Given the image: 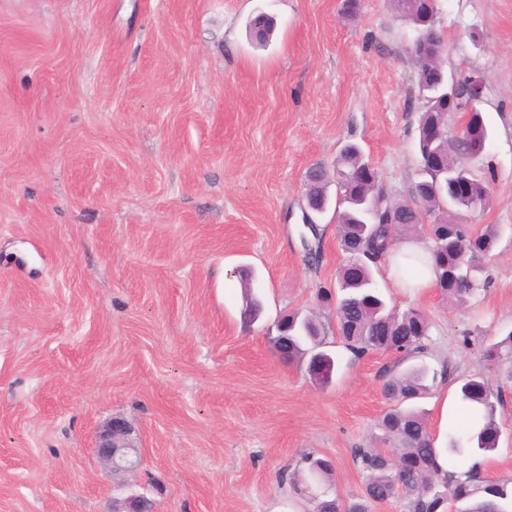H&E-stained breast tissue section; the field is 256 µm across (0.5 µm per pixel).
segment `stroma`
I'll return each mask as SVG.
<instances>
[{
    "label": "stroma",
    "mask_w": 512,
    "mask_h": 512,
    "mask_svg": "<svg viewBox=\"0 0 512 512\" xmlns=\"http://www.w3.org/2000/svg\"><path fill=\"white\" fill-rule=\"evenodd\" d=\"M0 0V512H110L135 491L154 512H313L365 490L395 354L354 357L318 287L346 262L333 213L320 254L301 241L305 174L359 144L384 191L420 178L413 31L390 0ZM444 67L477 76L489 138L468 163L489 179L469 214L501 235L486 291L460 307L437 288L392 306L430 322L423 361L450 370L415 404L438 446L460 429L455 392L501 391L483 474L512 480V379L484 341L512 330V0H437ZM273 17L266 45L249 36ZM264 308L243 318L244 293ZM319 311L328 386L276 354L280 315ZM125 418L142 465L117 483L95 453ZM329 478L282 481L302 457Z\"/></svg>",
    "instance_id": "stroma-1"
}]
</instances>
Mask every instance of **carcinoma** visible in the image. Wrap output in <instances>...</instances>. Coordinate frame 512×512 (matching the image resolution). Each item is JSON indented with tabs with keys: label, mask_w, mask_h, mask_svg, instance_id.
Instances as JSON below:
<instances>
[{
	"label": "carcinoma",
	"mask_w": 512,
	"mask_h": 512,
	"mask_svg": "<svg viewBox=\"0 0 512 512\" xmlns=\"http://www.w3.org/2000/svg\"><path fill=\"white\" fill-rule=\"evenodd\" d=\"M396 9L411 25L415 38L424 39L422 55L413 57L416 67L420 101L418 126V152L421 178L412 188V202H395L386 197L378 182H366L360 171L366 166L360 147L354 143L340 151L333 169L322 165L308 169L305 175L308 208L318 214L334 208L338 237L347 263L341 268L336 288V319L338 335L353 355L359 357L371 350H391L399 359L420 358L427 349L430 323L415 309L402 312L387 307L373 276L376 260L391 257V248L404 238H423L432 244V262L435 285L451 301L465 304L473 298L478 286L488 285L481 280L474 265H460L457 245L473 238L478 253L492 251L500 236V227L488 224L476 230L467 224L461 213L474 208L485 209L491 200L487 178L474 171H465L460 158L479 154L488 138L481 112H471L469 90L473 78L459 81V111L467 113L471 136L463 141L443 138L433 143L424 133L435 125L448 130V113L436 111L434 99L437 91L428 83V75L442 65L437 49L445 48L442 36L435 26V15L426 11L421 0H394ZM249 29L260 42L269 40L272 19L259 13L249 21ZM441 152L443 169L432 171L428 160ZM466 173L471 188L464 200L453 199L446 190V182L458 173ZM336 187L331 196L330 186ZM388 319L390 336L376 339L371 327L376 319ZM277 325L288 326V354L286 360L306 364V371L317 372L316 384L328 386L333 377L335 361L319 345L325 339V326L312 315L298 312L282 315ZM486 356L502 364H512V331L491 340ZM447 369L432 372L425 365L388 378L383 386L385 394L396 405L378 419L380 448H357L354 458L365 474L366 494L359 501L345 503L339 498L319 502L317 512H369L371 503L384 502L395 497L407 500L410 512H446L450 499L456 512H509L512 509V481L491 479L479 472L473 464L464 472L447 470L440 462L441 450L430 434L425 415L406 405L427 389V378H445ZM461 405L469 411L470 421L461 434L448 435V462L487 454L498 447V407L501 394L493 390L481 377L462 380L457 389ZM414 456L420 466L400 470L395 460ZM310 475L322 477L330 474L332 465L325 459L307 456Z\"/></svg>",
	"instance_id": "cac0c4a2"
}]
</instances>
